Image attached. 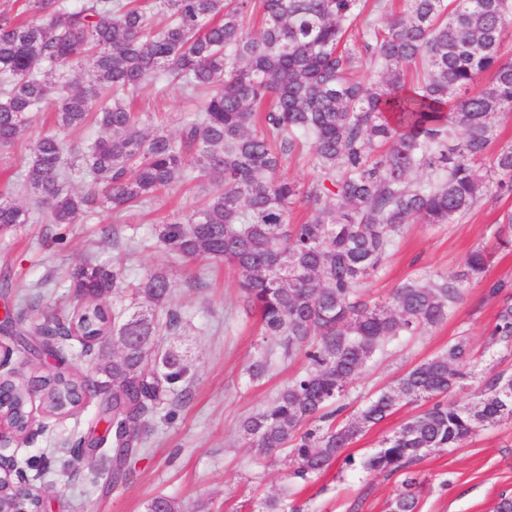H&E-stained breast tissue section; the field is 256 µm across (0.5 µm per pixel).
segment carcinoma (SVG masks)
Segmentation results:
<instances>
[{"mask_svg":"<svg viewBox=\"0 0 512 512\" xmlns=\"http://www.w3.org/2000/svg\"><path fill=\"white\" fill-rule=\"evenodd\" d=\"M386 22L385 0H24L0 9V148H9L46 105L55 124L93 122L106 132L68 162L73 148L55 133L33 143L21 189L45 209L48 224H79L95 208L116 218L146 207L186 182L216 188L184 222L164 224L158 242L185 260L222 261L237 276L244 306L257 317L258 356L247 367L262 379L269 354L304 358L305 367L241 436L266 458L285 452L289 475L322 474L356 437L403 405L433 401L360 461L366 472L405 479L388 512H419L421 482L410 467L429 451L453 448L481 428L512 419V375L486 377L478 399L458 405L448 392L466 378L472 348L459 337L403 374L338 424L353 377L400 336L448 320L464 283H484L500 298L492 336L512 342V279L487 273L512 249V211L493 244L467 256L453 276L404 280L391 300L372 303L362 284L383 269L405 224H453L490 183L512 194V143L484 160L498 138L497 119L512 112V59L502 45L512 30V0H403ZM262 17L251 33L248 20ZM164 18L158 24L155 18ZM369 62L373 76L356 68ZM89 73L73 87L63 68ZM181 85L193 117L175 135L150 129L128 102L149 79ZM488 77L484 87L472 85ZM305 155L314 179L285 178L282 167ZM84 181L76 191L71 183ZM307 210L294 224V207ZM30 223L29 209L0 193V231ZM122 270L82 260L70 275L79 301L67 313L20 310L27 345L112 337L97 372L112 379V406L99 409L113 447L144 448L145 415L190 393L183 355L157 337L175 335L180 310L162 271L135 288L138 309L111 308ZM106 387L89 375L56 372L33 382L0 381V405L18 435L29 428L31 395L64 416Z\"/></svg>","mask_w":512,"mask_h":512,"instance_id":"obj_1","label":"carcinoma"}]
</instances>
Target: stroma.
<instances>
[{
    "label": "stroma",
    "instance_id": "obj_1",
    "mask_svg": "<svg viewBox=\"0 0 512 512\" xmlns=\"http://www.w3.org/2000/svg\"><path fill=\"white\" fill-rule=\"evenodd\" d=\"M135 107L150 116L153 125L173 133L192 111L183 91L162 78L137 92ZM51 131L80 147L101 134L94 125L56 129L50 114L40 112L12 147L0 149V171L21 170L31 144ZM211 189L210 183L196 180L160 197L150 208L132 210L119 219L99 208L80 224L58 227L36 220L0 232V273H9L12 281L11 287L0 288V351L11 353L5 372L27 378L59 370L95 373L98 361L92 353L61 358L18 353L15 324L7 316L26 296L44 309L70 307L68 273L76 260L90 258L124 270L129 287L110 298L119 306L133 303L130 287L147 273L168 275L182 325L177 335L163 337L161 345L186 353L191 393L187 402L147 416L149 446L130 459L132 475L119 485L112 482L111 446L86 450L80 462H67L64 445L74 433L93 425L100 404L96 397L77 415L63 418L47 414L40 398H33L28 439H7L0 449L19 463L43 466L44 476L37 483L43 512H146L158 496L174 499L180 512H257L260 499L283 491L299 512H386L402 474L367 473L339 460L318 479L304 482L292 478L280 460L256 457L241 440L242 423L269 406L302 363L273 352L265 377L251 381L246 368L256 354V320L240 305L233 271L221 264L184 261L157 243L160 225L202 207ZM508 209L512 196L492 189L456 223L405 225L383 271L367 281L368 298L388 300L396 286L423 272L459 273L467 254L487 241L494 222ZM59 233L65 236L60 243L54 240ZM500 305V300L487 297L482 283H465L447 322L390 341L354 377L347 398L350 409L461 336L475 352L473 374L449 393V401L473 400L488 370L512 373V346L493 342L490 335ZM417 412L412 405L398 408L360 434L345 455L357 460L370 455L382 438ZM414 470L423 483L420 512H493L501 494L512 495V420L483 429L456 447L425 453Z\"/></svg>",
    "mask_w": 512,
    "mask_h": 512
}]
</instances>
